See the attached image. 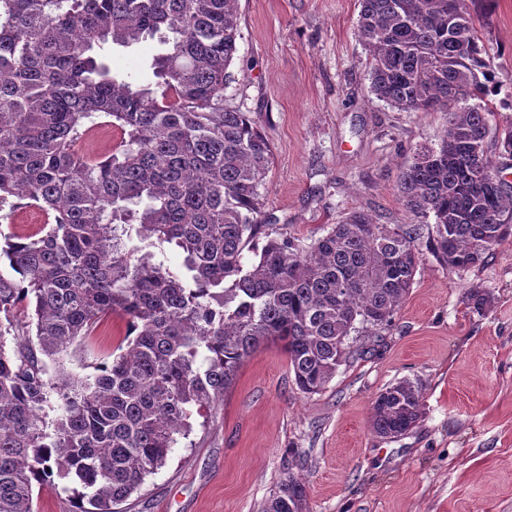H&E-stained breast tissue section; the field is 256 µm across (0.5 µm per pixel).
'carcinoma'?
Segmentation results:
<instances>
[{
	"label": "carcinoma",
	"instance_id": "cac0c4a2",
	"mask_svg": "<svg viewBox=\"0 0 512 512\" xmlns=\"http://www.w3.org/2000/svg\"><path fill=\"white\" fill-rule=\"evenodd\" d=\"M359 2L370 92L445 113L440 141L414 149L397 180L406 211L433 223L352 211L306 244L258 223L272 145L224 107L238 0H0V221L22 201L45 216L0 247L21 277L0 275V512H32L34 485L55 477L73 512H114L261 345L281 344L297 390L319 393L369 351L349 342L356 325L392 324L425 254L466 270L512 237V186L477 181L495 171L489 136L512 156V127L491 132V62L467 0ZM148 39L162 46L155 82L115 76L107 47ZM100 117L116 140L91 158L78 145ZM157 241L179 249L181 275L156 261ZM466 298L477 313L491 305L477 286ZM23 305L32 332L17 321ZM110 314L127 345L83 378L61 372ZM422 398L409 380L386 387L373 432L411 431ZM261 512H308L302 478L288 472Z\"/></svg>",
	"mask_w": 512,
	"mask_h": 512
}]
</instances>
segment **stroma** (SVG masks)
Wrapping results in <instances>:
<instances>
[{
    "label": "stroma",
    "mask_w": 512,
    "mask_h": 512,
    "mask_svg": "<svg viewBox=\"0 0 512 512\" xmlns=\"http://www.w3.org/2000/svg\"><path fill=\"white\" fill-rule=\"evenodd\" d=\"M470 9L492 59L493 122L504 128L512 125V0H474ZM359 10L358 0H238L224 104L247 113L273 146L259 221L306 243L353 210L408 222L400 167L418 145L438 143L444 127L443 113L402 111L370 93ZM158 51L149 40L108 50L106 62L146 84ZM475 285L493 299L481 315L466 300ZM124 330V319L110 316L71 348L65 373L89 374ZM358 336L374 353L350 358L313 395L293 385L281 345L261 346L124 512H261L292 450L310 512H512V238L464 272L426 256L392 326ZM405 379L422 388V418L404 436L381 438L372 404Z\"/></svg>",
    "instance_id": "35a3bbf8"
}]
</instances>
